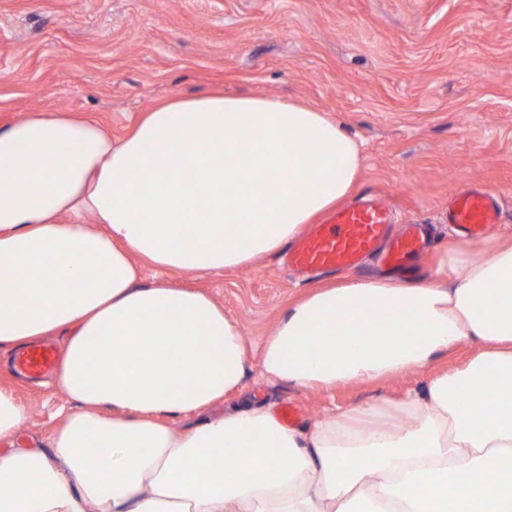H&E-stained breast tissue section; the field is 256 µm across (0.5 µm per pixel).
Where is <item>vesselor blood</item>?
Listing matches in <instances>:
<instances>
[{
  "mask_svg": "<svg viewBox=\"0 0 512 512\" xmlns=\"http://www.w3.org/2000/svg\"><path fill=\"white\" fill-rule=\"evenodd\" d=\"M497 218L498 206L491 194L473 189L456 193L448 215L465 240L485 233ZM384 243L389 246L387 259L394 264L412 261L424 251L423 241L416 236L392 234L384 204L361 201L337 208L301 235L288 254V263L303 270L347 269ZM57 364L58 355L47 342L34 345L19 358L20 367L31 375L54 371Z\"/></svg>",
  "mask_w": 512,
  "mask_h": 512,
  "instance_id": "obj_1",
  "label": "vessel or blood"
}]
</instances>
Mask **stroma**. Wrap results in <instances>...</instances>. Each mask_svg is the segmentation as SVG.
Instances as JSON below:
<instances>
[{"instance_id":"1","label":"stroma","mask_w":512,"mask_h":512,"mask_svg":"<svg viewBox=\"0 0 512 512\" xmlns=\"http://www.w3.org/2000/svg\"><path fill=\"white\" fill-rule=\"evenodd\" d=\"M299 100L328 113L360 145L358 192L384 197L396 226L422 224L429 247L406 271L429 280L444 250L477 255L448 222L455 194L494 191L512 237V0H0V126L63 110L121 138L175 95ZM487 237V238H488ZM331 271L300 275L281 254L221 272H181L259 343L289 302ZM464 342L432 367L331 392L263 376L250 358L242 396L301 412L400 399L461 368ZM0 383L28 409L14 440L47 442L69 401L0 355Z\"/></svg>"}]
</instances>
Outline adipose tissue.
I'll return each instance as SVG.
<instances>
[{
    "label": "adipose tissue",
    "instance_id": "ef3b65f1",
    "mask_svg": "<svg viewBox=\"0 0 512 512\" xmlns=\"http://www.w3.org/2000/svg\"><path fill=\"white\" fill-rule=\"evenodd\" d=\"M359 144L327 113L265 96H176L120 140L33 112L0 128V352L63 339L75 406L47 447H13L0 385V512H512V239L431 282L328 280L260 348L270 379L377 381L478 344L386 408L302 427L236 403L247 347L206 292L142 282L239 268L348 199ZM225 402L188 430L171 419Z\"/></svg>",
    "mask_w": 512,
    "mask_h": 512
}]
</instances>
